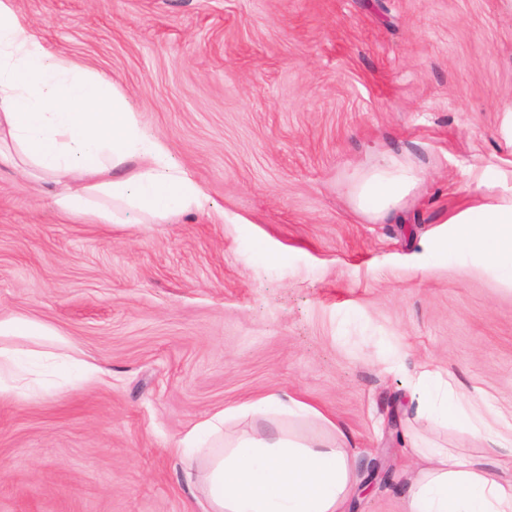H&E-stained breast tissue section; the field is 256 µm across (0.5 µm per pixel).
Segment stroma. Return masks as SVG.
I'll use <instances>...</instances> for the list:
<instances>
[{
	"label": "stroma",
	"instance_id": "35a3bbf8",
	"mask_svg": "<svg viewBox=\"0 0 512 512\" xmlns=\"http://www.w3.org/2000/svg\"><path fill=\"white\" fill-rule=\"evenodd\" d=\"M47 46L111 79L209 199L159 224L68 215L0 166V315L58 332L100 379L0 398V512H204L177 442L279 391L319 417H243L226 436L341 429L365 492L404 512L413 446L485 462L415 417L429 364L512 421V287L421 264L448 215L512 181V0H15ZM423 169L401 220L354 211L382 156ZM403 368H394L391 353Z\"/></svg>",
	"mask_w": 512,
	"mask_h": 512
}]
</instances>
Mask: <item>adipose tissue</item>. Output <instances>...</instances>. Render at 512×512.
Wrapping results in <instances>:
<instances>
[{"label": "adipose tissue", "instance_id": "obj_1", "mask_svg": "<svg viewBox=\"0 0 512 512\" xmlns=\"http://www.w3.org/2000/svg\"><path fill=\"white\" fill-rule=\"evenodd\" d=\"M15 0H0V165L28 166L53 183L70 184L53 203L67 214L117 221L118 210L138 223L199 211L208 199L200 186L173 166L164 143L143 132L136 113L111 81L47 48L21 18ZM421 179L414 167L389 162L364 172L351 201L376 220L397 211ZM109 199L95 207L92 197ZM448 234L430 246L431 258L474 260L512 286V197L479 204L448 217ZM11 337L51 342L37 359L60 360L67 342L42 324L0 317V394L20 390L19 350ZM413 393L421 416L469 430L489 448H512V423L492 428L474 398L458 392L441 372L423 367ZM317 416L311 405L279 392L227 408L201 421L195 447L220 435L226 421L275 413ZM417 466L404 474L407 512H512V477L505 478L445 448H422ZM202 472L186 470L189 486L201 487L209 512H345L358 487L356 460L335 443L306 444L281 431L238 435L207 452Z\"/></svg>", "mask_w": 512, "mask_h": 512}]
</instances>
